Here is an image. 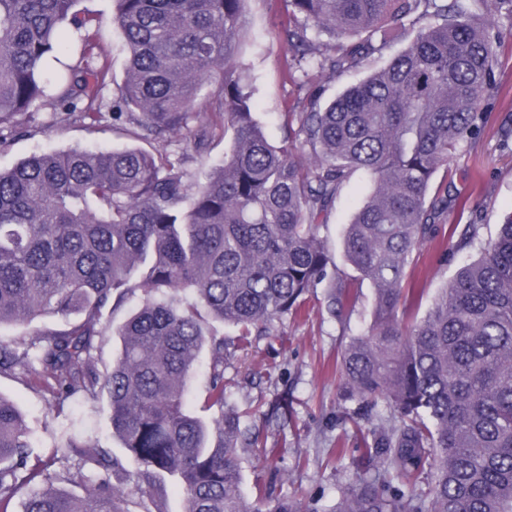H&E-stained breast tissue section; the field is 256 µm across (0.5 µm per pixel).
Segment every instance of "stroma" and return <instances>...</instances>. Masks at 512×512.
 <instances>
[{"label": "stroma", "mask_w": 512, "mask_h": 512, "mask_svg": "<svg viewBox=\"0 0 512 512\" xmlns=\"http://www.w3.org/2000/svg\"><path fill=\"white\" fill-rule=\"evenodd\" d=\"M81 7L100 22L93 62L113 74L105 95L114 97L116 81L125 71L126 47L120 30L110 21L113 2L82 0ZM246 14L247 33L238 57L253 92L255 116L269 141L278 146L288 135L289 113L301 111L309 91L302 74L291 77L286 73L289 52L280 33L284 18L280 0H247ZM498 15L502 37L495 89L485 102L479 134L464 147L450 171L454 190L468 196L469 207L464 214H449L448 221L478 225L485 241L496 237L505 217L512 214V141L503 140L504 131L512 128V15L503 8ZM0 133L5 136L0 142V170L35 153L77 145L92 150L149 146L146 140L114 129L111 114H103L98 132L92 133L79 118L65 117L48 106L0 125ZM368 190L366 175L355 172L326 217L323 234L340 275L347 280L353 272L342 256V232ZM470 256V250L452 249L443 261L434 246L418 251L417 269L424 275L425 288L422 308L430 307L438 289ZM142 300L138 292L121 307L103 310L105 338L91 353L99 370L111 367L118 349L112 329L137 310ZM373 301L370 284L360 285L356 307L345 326L330 313L326 289L316 288L306 295L298 313L273 321L246 349L225 351L227 406L239 415L242 428L259 435L258 444L242 453L245 494L254 495L260 486L273 496L296 499L305 512H327L365 469L362 454L371 443L369 425L350 418L356 405L345 397L340 361L352 335L369 323ZM0 394L13 399L26 416L32 431L31 462H50L51 472L79 471L94 482L105 479L104 471L78 470L74 457L57 453V446L70 440L109 449L120 458L125 455L108 424L105 401L75 395L50 405L38 388L8 374H0ZM284 400L291 407L285 421L273 413L276 402Z\"/></svg>", "instance_id": "obj_1"}]
</instances>
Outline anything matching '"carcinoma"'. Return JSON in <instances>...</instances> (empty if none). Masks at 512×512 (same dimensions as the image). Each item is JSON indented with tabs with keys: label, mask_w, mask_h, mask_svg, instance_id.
I'll use <instances>...</instances> for the list:
<instances>
[{
	"label": "carcinoma",
	"mask_w": 512,
	"mask_h": 512,
	"mask_svg": "<svg viewBox=\"0 0 512 512\" xmlns=\"http://www.w3.org/2000/svg\"><path fill=\"white\" fill-rule=\"evenodd\" d=\"M80 2L0 0V124L52 105L97 130L108 69L92 66L95 23ZM246 2L114 0L128 60L113 120L155 147H73L0 171V325L63 319L21 350L0 343V373L18 372L53 401L106 398L147 512H164V474L185 512H301L291 498L242 491L239 450L258 436L224 412V338L207 322L238 327L235 346L245 347L322 286L347 323L356 295L321 230L363 170L372 190L341 250L375 298L340 367L348 399L384 403L390 415L365 448L374 473L329 512H512V215L486 242L467 225L456 249L478 256L422 318L425 288L414 275L419 249L447 241L448 212L468 206L448 176L433 179L474 138L494 89L498 0H281L290 68L312 83L417 34L325 109L294 113L298 128L279 146L254 115L237 61ZM66 25L77 56L61 40ZM351 35L359 40L345 41ZM204 98L210 117L192 129ZM182 133L199 155L229 138L224 162L202 182L165 150ZM138 290L144 302L117 328L119 353L101 372L89 362L103 338L100 312ZM204 350L214 356L205 408L221 410L209 422L184 400ZM29 448L24 415L0 395V512L35 482L44 487L21 512H128V472L108 449L67 443L79 457L74 476L29 465ZM93 467L108 479L80 482V495L61 487ZM422 478L428 495L417 491Z\"/></svg>",
	"instance_id": "carcinoma-1"
}]
</instances>
